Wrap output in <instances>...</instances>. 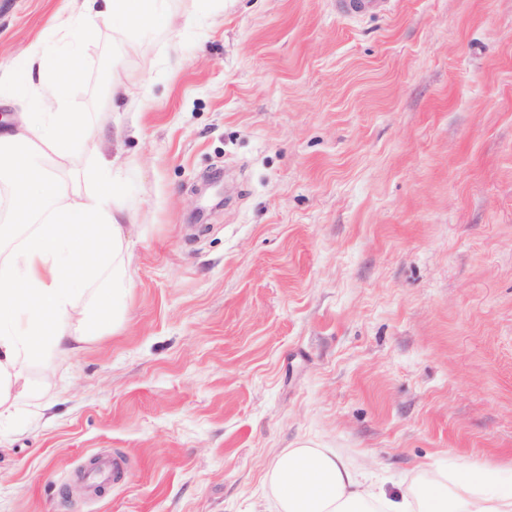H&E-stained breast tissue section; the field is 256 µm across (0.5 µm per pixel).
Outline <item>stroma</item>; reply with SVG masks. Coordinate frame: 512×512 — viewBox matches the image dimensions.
Masks as SVG:
<instances>
[{
  "label": "stroma",
  "mask_w": 512,
  "mask_h": 512,
  "mask_svg": "<svg viewBox=\"0 0 512 512\" xmlns=\"http://www.w3.org/2000/svg\"><path fill=\"white\" fill-rule=\"evenodd\" d=\"M169 0L191 23L87 36L66 91L116 118L104 58L152 80L127 139L125 325L30 368L0 424V512H271L309 441L394 488L512 469V0ZM68 0H0V60ZM224 176L223 199L205 184ZM124 456L91 496L77 473ZM392 0H336V10L344 16L385 13Z\"/></svg>",
  "instance_id": "1"
}]
</instances>
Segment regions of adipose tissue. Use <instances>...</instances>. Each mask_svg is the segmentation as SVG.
Returning <instances> with one entry per match:
<instances>
[{
	"label": "adipose tissue",
	"instance_id": "obj_1",
	"mask_svg": "<svg viewBox=\"0 0 512 512\" xmlns=\"http://www.w3.org/2000/svg\"><path fill=\"white\" fill-rule=\"evenodd\" d=\"M101 21L119 39L183 28L168 0H71L58 28L76 41ZM66 82L42 44L0 64V98L26 113L0 128L9 209L26 225L19 234L0 225V237L13 241L0 255V418L33 396L28 370L36 360L121 330L128 307L131 160L119 149L79 164L88 127L71 110ZM267 480L276 512H512V481L492 490L457 474L391 493L335 449L307 441L276 455Z\"/></svg>",
	"mask_w": 512,
	"mask_h": 512
}]
</instances>
